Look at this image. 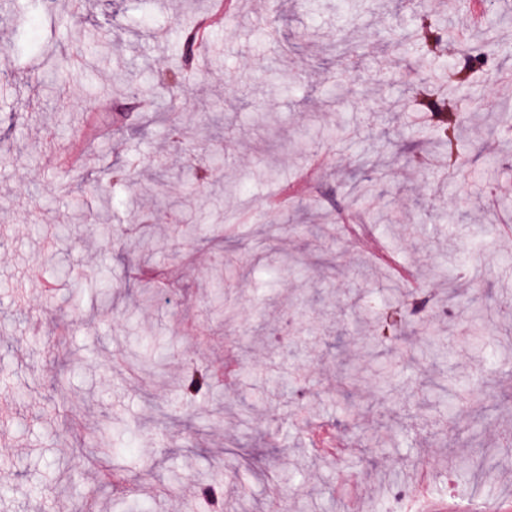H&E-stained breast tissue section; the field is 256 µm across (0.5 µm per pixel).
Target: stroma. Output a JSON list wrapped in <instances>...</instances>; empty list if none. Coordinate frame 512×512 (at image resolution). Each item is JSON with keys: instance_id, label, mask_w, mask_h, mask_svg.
Instances as JSON below:
<instances>
[{"instance_id": "35a3bbf8", "label": "stroma", "mask_w": 512, "mask_h": 512, "mask_svg": "<svg viewBox=\"0 0 512 512\" xmlns=\"http://www.w3.org/2000/svg\"><path fill=\"white\" fill-rule=\"evenodd\" d=\"M209 0H52L42 7L37 45L16 18L31 0L0 5V512H113L133 491L145 512H218L201 489L224 493L219 512L245 496L251 512H368L407 505L418 472L431 504L512 512L502 470L483 476L449 467L483 460L512 432V368L489 371L483 355L512 335V239L495 227L512 218V141L500 130L512 113V82L497 80L512 56L474 72V116L458 143V167L444 176L432 153L430 112L406 126V101L440 59L472 69L463 45L480 46L470 11L442 0H240L227 24L201 45L188 80L156 82L175 60L177 34ZM447 27L434 57L402 54L396 40L422 16ZM99 117L111 129L90 137ZM183 129L192 158L172 149ZM83 147L82 166L65 165ZM325 166L308 169L311 155ZM131 164L126 187L113 171ZM219 176L198 190L194 168ZM377 178L375 208L403 227L373 232L426 285L405 288L374 257L347 242L343 214L369 220L352 176ZM114 194L109 223L99 196ZM373 207V208H374ZM455 213L456 224L441 217ZM194 224L187 238L176 225ZM422 225L419 234L409 227ZM293 255L282 275L268 253ZM251 260L249 274L222 273V257ZM470 259L452 307L445 282L428 276L447 256ZM159 270L170 285L143 304L131 267ZM51 281L40 295L27 271ZM373 308L362 329L350 304ZM233 309L225 320L223 307ZM486 311L479 341L467 339L471 311ZM430 320L447 350L423 354L416 327ZM157 336L168 356L155 372L129 361ZM385 355L378 370L365 344ZM237 364L216 377L217 397L191 407L176 384L189 363ZM364 382L341 392L343 365ZM466 387L478 404L444 411L425 388ZM353 405L344 414L342 402ZM130 454L103 461L102 433ZM382 433L377 443L373 434Z\"/></svg>"}]
</instances>
